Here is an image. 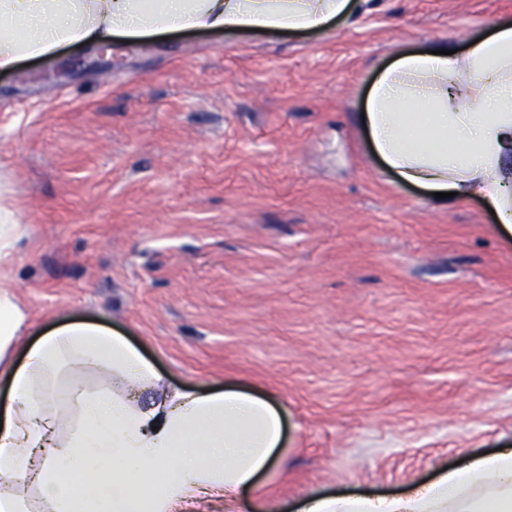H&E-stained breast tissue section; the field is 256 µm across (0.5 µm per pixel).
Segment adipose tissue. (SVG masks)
<instances>
[{
    "instance_id": "1",
    "label": "adipose tissue",
    "mask_w": 512,
    "mask_h": 512,
    "mask_svg": "<svg viewBox=\"0 0 512 512\" xmlns=\"http://www.w3.org/2000/svg\"><path fill=\"white\" fill-rule=\"evenodd\" d=\"M352 0H0V71L62 45L183 31L317 32ZM375 155L401 182L482 199L512 225V21L451 55L404 54L365 108ZM29 317L0 291V512H225L275 463L284 422L268 399L228 388L181 390L125 337L69 323L12 349ZM94 368L111 389L70 390L71 419L48 396L57 369ZM151 390L150 407L135 393ZM299 512H512V451L446 471L405 497L315 496Z\"/></svg>"
}]
</instances>
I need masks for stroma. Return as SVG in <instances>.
I'll return each instance as SVG.
<instances>
[{"label": "stroma", "instance_id": "stroma-1", "mask_svg": "<svg viewBox=\"0 0 512 512\" xmlns=\"http://www.w3.org/2000/svg\"><path fill=\"white\" fill-rule=\"evenodd\" d=\"M512 0H355L315 34L62 47L0 72L14 351L89 322L174 386L275 396L249 492L406 494L512 448V231L400 183L357 119L380 70Z\"/></svg>", "mask_w": 512, "mask_h": 512}]
</instances>
